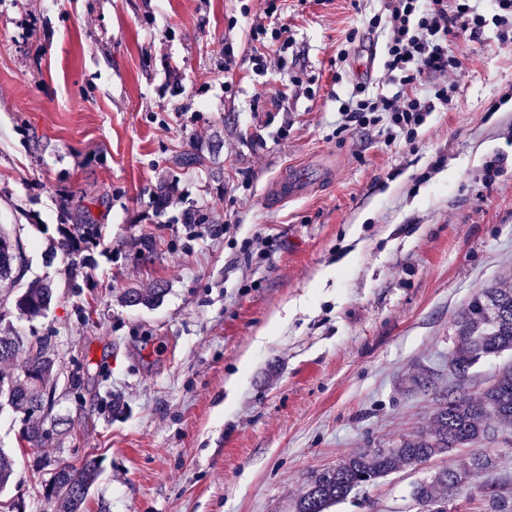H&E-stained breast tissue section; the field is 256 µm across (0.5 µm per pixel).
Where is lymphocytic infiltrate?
Listing matches in <instances>:
<instances>
[{"label":"lymphocytic infiltrate","instance_id":"obj_1","mask_svg":"<svg viewBox=\"0 0 512 512\" xmlns=\"http://www.w3.org/2000/svg\"><path fill=\"white\" fill-rule=\"evenodd\" d=\"M512 30V0H491L489 12H481L472 0H387L384 14L369 18L365 30H352L347 41L356 43L360 33L384 30L383 69L397 78L401 90L391 96L371 97L366 84L354 85L340 108L343 126L371 124L376 113L388 119L389 135L414 138L436 104L447 103L448 84L441 78L459 69L451 46L460 38L481 41L487 23ZM434 79L433 100L415 95L417 84Z\"/></svg>","mask_w":512,"mask_h":512}]
</instances>
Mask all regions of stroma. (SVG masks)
<instances>
[{
	"label": "stroma",
	"mask_w": 512,
	"mask_h": 512,
	"mask_svg": "<svg viewBox=\"0 0 512 512\" xmlns=\"http://www.w3.org/2000/svg\"><path fill=\"white\" fill-rule=\"evenodd\" d=\"M276 5L0 0V225L26 265L15 287L0 284V325L31 346L52 337L53 413L69 428L26 448L21 417L0 411L9 496L25 512L54 510L38 456L99 460L84 512H284L312 473L429 428L456 315L486 285L512 287V44L492 25L482 42L458 41L448 103L413 140L391 141L381 123L341 130L339 112L361 68L369 93L398 89L382 57L338 58L383 0ZM259 23L291 39L285 66L262 77L243 65L277 48L253 39ZM217 132L223 181L179 172L158 221L150 193L171 158ZM321 155L336 163L331 182L267 201L289 164ZM106 188L104 240L72 278L68 258H44L62 201ZM191 203L226 233L192 236ZM46 279L57 286L46 317L18 318L15 294ZM159 280L161 304L122 306L125 289ZM425 370L429 390L412 384ZM459 456L330 512H416L411 484Z\"/></svg>",
	"instance_id": "stroma-1"
}]
</instances>
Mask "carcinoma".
I'll return each mask as SVG.
<instances>
[{
	"label": "carcinoma",
	"mask_w": 512,
	"mask_h": 512,
	"mask_svg": "<svg viewBox=\"0 0 512 512\" xmlns=\"http://www.w3.org/2000/svg\"><path fill=\"white\" fill-rule=\"evenodd\" d=\"M203 146L196 143L176 156L180 168L201 166ZM173 183H161L153 190L150 204L162 217L171 202ZM109 192L65 201L59 238L49 243L46 256L61 253L71 260L72 269L88 267L86 241L101 232L100 221L92 208L107 207ZM24 257L18 241L0 228V283H12L24 273ZM55 295L50 282H40L17 297L15 310L19 317L34 320L49 310ZM166 288L160 283L150 288H128L120 296L128 307H152L163 301ZM512 352V288L497 283L481 288L461 310L454 322L449 368L457 378L456 388L438 394L433 426L427 430L402 435L383 448H360L346 455L335 466L309 476L292 499V512H327L358 488L374 484L402 469L415 468L428 460L457 448L489 443L512 444V362L499 367L492 380L475 392L467 390L464 381L470 368L483 358ZM16 364L22 376L0 371V400L22 415L27 424L24 439L31 448H39L49 440L48 429H57L65 419L50 417L55 396L51 382L55 367L52 337H43L35 348H25L24 340L11 333H0V364ZM11 385H3L4 380ZM495 458L483 451H473L458 460L453 468H445L416 481L411 498L420 512H445L451 494L478 475L491 472ZM35 469L47 478L42 480L43 495L55 506V512H82V508L98 477L92 460L77 467L52 459L38 458ZM14 482L10 453L0 448V496ZM485 512H512V493L499 491L484 498Z\"/></svg>",
	"instance_id": "1"
}]
</instances>
